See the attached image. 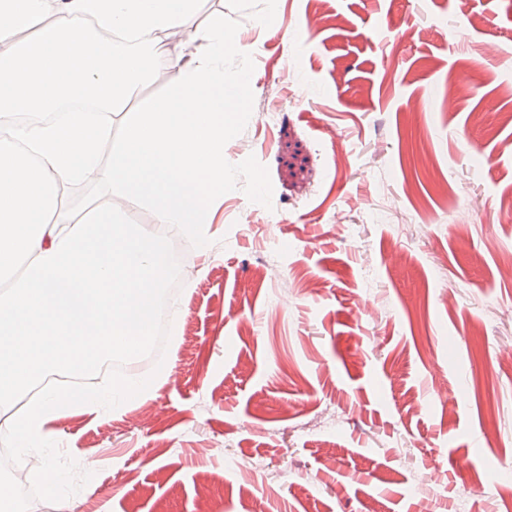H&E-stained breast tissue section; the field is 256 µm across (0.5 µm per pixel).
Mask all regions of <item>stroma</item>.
<instances>
[{
    "label": "stroma",
    "instance_id": "obj_1",
    "mask_svg": "<svg viewBox=\"0 0 512 512\" xmlns=\"http://www.w3.org/2000/svg\"><path fill=\"white\" fill-rule=\"evenodd\" d=\"M216 13L247 108L169 301L178 376L43 429L99 463L81 512H416L432 475L435 512H504L512 0H326L313 31L310 0H202L178 42Z\"/></svg>",
    "mask_w": 512,
    "mask_h": 512
}]
</instances>
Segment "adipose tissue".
<instances>
[{"label":"adipose tissue","mask_w":512,"mask_h":512,"mask_svg":"<svg viewBox=\"0 0 512 512\" xmlns=\"http://www.w3.org/2000/svg\"><path fill=\"white\" fill-rule=\"evenodd\" d=\"M199 0H0V404L44 371L83 373L146 344L170 269L159 224L199 227L224 192V136L245 73L224 70V17L169 52ZM96 22L123 52L92 38ZM171 84L162 99L142 87ZM92 101L95 113L68 109ZM120 122V138L112 124ZM106 176L118 204L73 210L75 181Z\"/></svg>","instance_id":"1"}]
</instances>
